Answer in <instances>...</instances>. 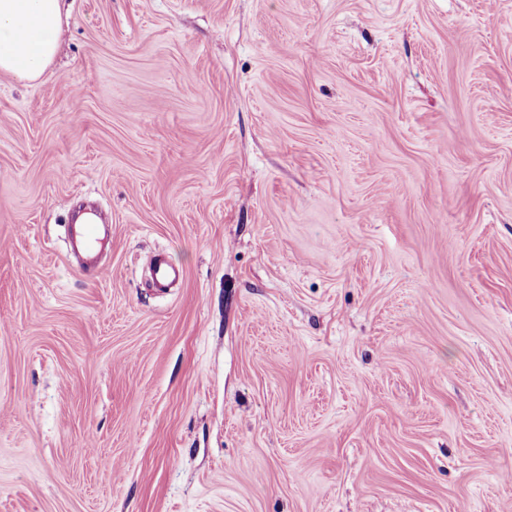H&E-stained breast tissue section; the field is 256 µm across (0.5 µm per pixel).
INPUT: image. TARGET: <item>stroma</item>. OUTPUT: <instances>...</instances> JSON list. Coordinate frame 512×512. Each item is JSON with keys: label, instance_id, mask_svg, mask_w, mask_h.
Instances as JSON below:
<instances>
[{"label": "stroma", "instance_id": "obj_1", "mask_svg": "<svg viewBox=\"0 0 512 512\" xmlns=\"http://www.w3.org/2000/svg\"><path fill=\"white\" fill-rule=\"evenodd\" d=\"M65 7L0 74V512H512V0ZM92 221L93 219L90 216L82 215L79 217V223L77 224H80V227L75 230L74 234L76 252L81 254L87 262L95 261L98 247L101 243V225L84 224Z\"/></svg>", "mask_w": 512, "mask_h": 512}]
</instances>
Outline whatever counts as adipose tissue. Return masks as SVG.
Returning <instances> with one entry per match:
<instances>
[{
    "label": "adipose tissue",
    "instance_id": "1",
    "mask_svg": "<svg viewBox=\"0 0 512 512\" xmlns=\"http://www.w3.org/2000/svg\"><path fill=\"white\" fill-rule=\"evenodd\" d=\"M61 25V0H0V73L38 79L53 61Z\"/></svg>",
    "mask_w": 512,
    "mask_h": 512
}]
</instances>
